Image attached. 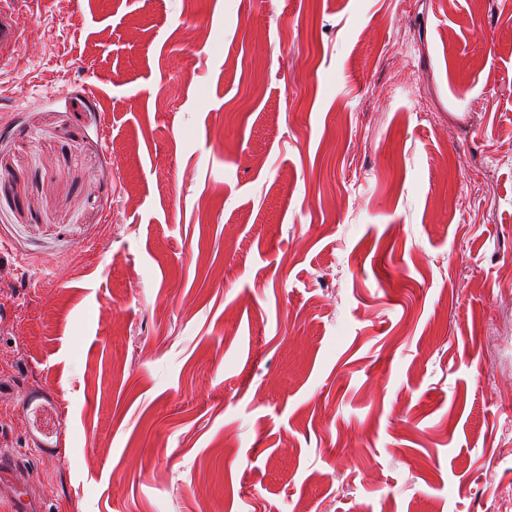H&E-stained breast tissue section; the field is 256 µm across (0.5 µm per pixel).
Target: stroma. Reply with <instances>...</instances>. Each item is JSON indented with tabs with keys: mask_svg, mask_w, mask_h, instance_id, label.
<instances>
[{
	"mask_svg": "<svg viewBox=\"0 0 512 512\" xmlns=\"http://www.w3.org/2000/svg\"><path fill=\"white\" fill-rule=\"evenodd\" d=\"M0 383L43 512H512V0H48Z\"/></svg>",
	"mask_w": 512,
	"mask_h": 512,
	"instance_id": "35a3bbf8",
	"label": "stroma"
}]
</instances>
